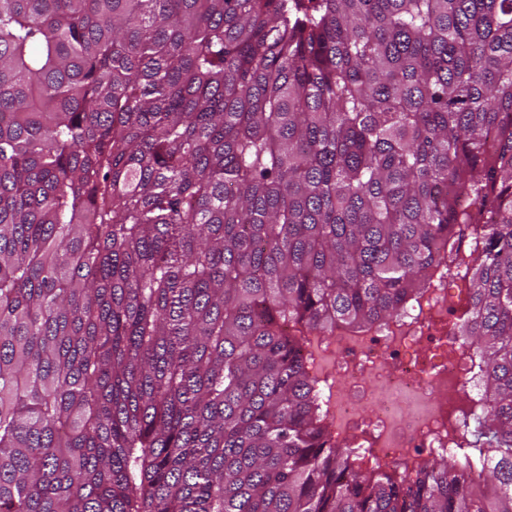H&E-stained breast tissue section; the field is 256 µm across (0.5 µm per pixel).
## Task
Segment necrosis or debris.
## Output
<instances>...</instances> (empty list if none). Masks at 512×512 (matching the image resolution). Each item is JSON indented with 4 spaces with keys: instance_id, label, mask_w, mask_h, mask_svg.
<instances>
[{
    "instance_id": "obj_1",
    "label": "necrosis or debris",
    "mask_w": 512,
    "mask_h": 512,
    "mask_svg": "<svg viewBox=\"0 0 512 512\" xmlns=\"http://www.w3.org/2000/svg\"><path fill=\"white\" fill-rule=\"evenodd\" d=\"M471 301L459 264L388 326L310 337L307 354L324 384L339 445L364 466L413 464L458 454L459 438L480 413L478 364L445 327Z\"/></svg>"
}]
</instances>
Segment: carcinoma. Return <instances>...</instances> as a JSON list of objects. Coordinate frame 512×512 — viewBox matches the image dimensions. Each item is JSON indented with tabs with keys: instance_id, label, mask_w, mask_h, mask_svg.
I'll return each instance as SVG.
<instances>
[{
	"instance_id": "carcinoma-1",
	"label": "carcinoma",
	"mask_w": 512,
	"mask_h": 512,
	"mask_svg": "<svg viewBox=\"0 0 512 512\" xmlns=\"http://www.w3.org/2000/svg\"><path fill=\"white\" fill-rule=\"evenodd\" d=\"M465 238L483 415L364 470L302 346ZM0 512H512V0H0Z\"/></svg>"
}]
</instances>
